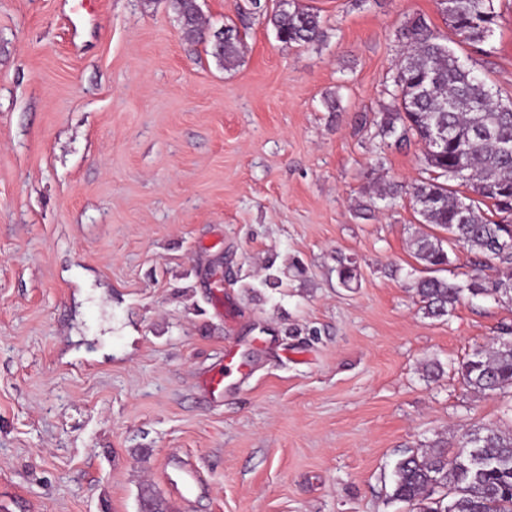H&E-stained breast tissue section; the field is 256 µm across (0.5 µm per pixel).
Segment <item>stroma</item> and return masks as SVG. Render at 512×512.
<instances>
[{
    "instance_id": "stroma-1",
    "label": "stroma",
    "mask_w": 512,
    "mask_h": 512,
    "mask_svg": "<svg viewBox=\"0 0 512 512\" xmlns=\"http://www.w3.org/2000/svg\"><path fill=\"white\" fill-rule=\"evenodd\" d=\"M0 0V503L9 512H407L400 452L512 428V397L462 362L512 303L419 309L408 197L421 144L377 123L395 32L436 0H298L325 35L281 43L250 0L231 69L185 41L172 0ZM473 69L512 97V0ZM337 111H329L328 100ZM352 261L358 281L336 269ZM278 271L265 284L267 265ZM220 396L202 378L225 364ZM205 490L172 493L167 459Z\"/></svg>"
}]
</instances>
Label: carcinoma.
I'll return each mask as SVG.
<instances>
[{
	"instance_id": "obj_1",
	"label": "carcinoma",
	"mask_w": 512,
	"mask_h": 512,
	"mask_svg": "<svg viewBox=\"0 0 512 512\" xmlns=\"http://www.w3.org/2000/svg\"><path fill=\"white\" fill-rule=\"evenodd\" d=\"M180 32L191 42L207 41L210 54L229 69L241 53L239 31L226 25L208 34L200 20L196 0H175ZM489 0H455V10L443 15L460 41L477 46L487 43L484 32H494L498 13L489 27L484 14ZM278 40L298 46L324 37L321 16L310 8L275 7L269 16ZM406 55L398 73L402 95L389 91L378 135L398 143L416 140L423 147L429 177L410 192L413 209L422 223L446 233H423L412 241L415 260L436 272L450 264L448 248L460 245L478 258L512 269V235L503 224L481 212L480 205L512 188V153L501 143L512 144V112L500 111L497 97L481 78L449 47L445 38L421 15L408 19L396 31ZM452 133L448 148L433 151L429 130ZM469 153V168L461 177L450 170L458 150ZM423 314L441 319L451 313L464 295L492 297L512 302V275L489 279L482 263L474 264L466 278L449 281L433 275L416 282ZM465 384L473 392L490 395L512 393V341L500 337L462 364ZM463 450L448 456V442L438 440L424 451L406 448L393 470L391 499L413 512H512V430L478 427L462 436Z\"/></svg>"
}]
</instances>
